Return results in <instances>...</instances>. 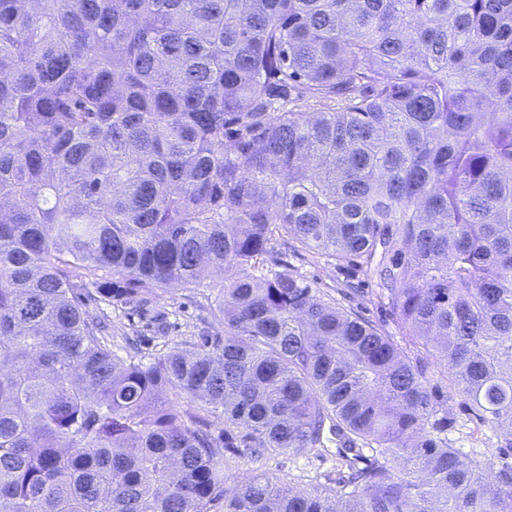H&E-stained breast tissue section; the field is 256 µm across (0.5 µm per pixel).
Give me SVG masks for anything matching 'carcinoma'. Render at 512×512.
Returning <instances> with one entry per match:
<instances>
[{"label": "carcinoma", "mask_w": 512, "mask_h": 512, "mask_svg": "<svg viewBox=\"0 0 512 512\" xmlns=\"http://www.w3.org/2000/svg\"><path fill=\"white\" fill-rule=\"evenodd\" d=\"M206 270L223 333L146 360L76 284ZM450 396L512 436V0H0V512H512ZM288 245H282L281 249L286 252V259L291 268L301 275L313 288H318L320 294H328L341 300L336 288H345L350 283L360 292L353 295L350 300H341L347 308L351 307L359 311L364 317L369 318L383 326L389 333L395 334V326L389 308L382 299L381 288L376 279H368L359 268L352 264H339L320 254L293 252L292 241ZM396 335V334H395ZM329 452L323 457H316L315 451L309 449L295 451L288 455L278 456L260 463H246L224 458V469L237 481H243L250 476L266 472L273 476L291 481L294 486H302L320 478L323 474H331L336 477V467L340 468L336 459V448H329Z\"/></svg>", "instance_id": "obj_1"}]
</instances>
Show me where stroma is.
Listing matches in <instances>:
<instances>
[{"label": "stroma", "mask_w": 512, "mask_h": 512, "mask_svg": "<svg viewBox=\"0 0 512 512\" xmlns=\"http://www.w3.org/2000/svg\"><path fill=\"white\" fill-rule=\"evenodd\" d=\"M282 250L290 267L321 293L332 296L345 284L357 286L358 292L348 300V307L359 311L385 330L394 331L389 308L376 280L365 277L354 265L342 264L320 254H297L287 244L283 245ZM216 282V277L211 276L194 290L162 288L150 295L134 297L119 306L101 299L93 300L88 308L109 315L111 347L116 355H124L126 337L137 336L142 341V354L147 357L164 342L185 340L202 330L220 332V323L205 313L206 308L214 304L218 297ZM448 413L455 420L451 437L464 453L492 458L504 456L512 461V449L508 448L502 431L480 425L461 398L449 399ZM338 465L335 452L319 457L307 449L260 463L240 462L231 458L224 461L226 472L236 480L242 481L266 472L287 479L298 487L321 475L335 473Z\"/></svg>", "instance_id": "1"}]
</instances>
